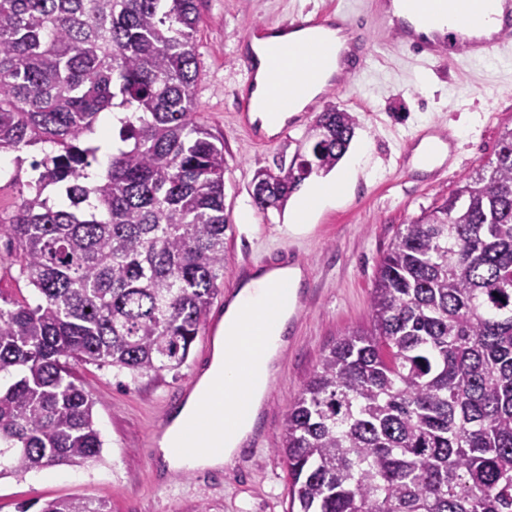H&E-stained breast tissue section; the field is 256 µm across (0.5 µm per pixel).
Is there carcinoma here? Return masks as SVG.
I'll use <instances>...</instances> for the list:
<instances>
[{"mask_svg":"<svg viewBox=\"0 0 512 512\" xmlns=\"http://www.w3.org/2000/svg\"><path fill=\"white\" fill-rule=\"evenodd\" d=\"M199 0H0V153L54 150L0 215V478L100 457L93 363L177 371L224 281V142L196 118ZM123 144L100 165L105 113ZM356 119L320 113L253 177L265 212L346 153ZM370 328L336 340L285 415L298 512H512V128L495 160L398 232ZM39 512H108L68 497ZM13 276L6 275L3 276L0 270V293L2 292L3 296L17 301H23L24 299H28L30 302L33 301L34 294L32 290L27 285V283L23 279H17V274L13 269Z\"/></svg>","mask_w":512,"mask_h":512,"instance_id":"1","label":"carcinoma"}]
</instances>
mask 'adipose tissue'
Listing matches in <instances>:
<instances>
[{
    "mask_svg": "<svg viewBox=\"0 0 512 512\" xmlns=\"http://www.w3.org/2000/svg\"><path fill=\"white\" fill-rule=\"evenodd\" d=\"M281 44L315 46L325 54L326 63L319 76L306 82L298 73L282 74L285 91L279 107L265 116L273 130L280 128L293 113L302 111L339 71L345 39L335 31H299L256 41L251 49L261 57L270 47ZM358 163V155H351L333 176L312 182L293 201L290 223H304L312 212L331 205L345 189ZM301 279L302 272L297 268L258 270L236 292L224 313L225 338L245 337L247 312L272 302L276 305L275 316L263 330L262 346L244 351L228 345L217 347L191 402L177 414L161 443L171 469L221 468L232 464L252 430L277 360L287 345L284 333L294 311Z\"/></svg>",
    "mask_w": 512,
    "mask_h": 512,
    "instance_id": "1",
    "label": "adipose tissue"
}]
</instances>
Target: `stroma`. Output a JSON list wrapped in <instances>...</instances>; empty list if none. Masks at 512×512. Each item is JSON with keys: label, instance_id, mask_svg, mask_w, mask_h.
<instances>
[{"label": "stroma", "instance_id": "35a3bbf8", "mask_svg": "<svg viewBox=\"0 0 512 512\" xmlns=\"http://www.w3.org/2000/svg\"><path fill=\"white\" fill-rule=\"evenodd\" d=\"M328 0H201L196 35L200 78L197 118L224 137V205L231 225L224 244V283L209 317L239 289L243 264L253 266L277 253L293 251L305 263L304 287L313 291L288 323V345L262 402L273 417L263 443L248 449L226 470L221 487L211 489L202 472L172 475L155 486L147 443L171 393L207 357L198 336L179 373L163 371L138 378L80 363L74 372L94 401L93 415L103 448L98 461L59 466L25 478L0 479V512L19 503L83 497L104 498L110 512H287V464L279 449L285 414L321 358L339 337L366 329L377 269L395 234L442 198L478 166L494 160L504 129L512 128V52L497 59L446 64L414 60L394 46L382 28L381 0H337L339 8L361 17L375 43V55L340 89L323 94L321 107L352 113L358 126L353 145H365L356 181L334 205L316 212L302 231L288 228L287 212H261L252 206L257 170L289 163L307 131L289 132L281 141L253 143L236 118L235 90L243 82V40L258 24L319 12ZM451 132L459 154L453 173L442 182L399 171L396 161L421 130ZM251 205L243 223L242 207Z\"/></svg>", "mask_w": 512, "mask_h": 512}]
</instances>
